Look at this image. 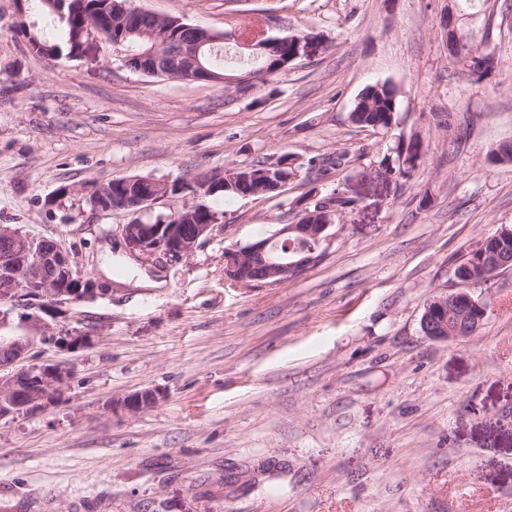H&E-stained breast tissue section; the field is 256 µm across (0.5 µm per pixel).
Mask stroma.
<instances>
[{
    "instance_id": "1",
    "label": "stroma",
    "mask_w": 512,
    "mask_h": 512,
    "mask_svg": "<svg viewBox=\"0 0 512 512\" xmlns=\"http://www.w3.org/2000/svg\"><path fill=\"white\" fill-rule=\"evenodd\" d=\"M233 34L312 33L323 47L263 85L147 75L127 46L83 57L33 53L28 29H60L34 0H0V224L60 243L103 287L49 319L84 334L35 342L27 365L71 371L61 403L0 419V512H512V268L461 285L463 256L512 226V0H488L496 66L471 83L449 58L441 18L459 0H130ZM398 90L397 124H352L360 91ZM460 112L449 156L441 113ZM419 136L410 178L367 180ZM348 153L281 191L204 202L219 222L178 263L130 254L122 211L91 209V184ZM340 192L322 260L302 278L232 286L224 249L298 221ZM155 288L136 287L141 276ZM466 289L486 307L470 337L440 342L420 319ZM153 388L162 398L115 406ZM160 398V393L155 389H144L126 396L120 406L129 411H140L154 406Z\"/></svg>"
}]
</instances>
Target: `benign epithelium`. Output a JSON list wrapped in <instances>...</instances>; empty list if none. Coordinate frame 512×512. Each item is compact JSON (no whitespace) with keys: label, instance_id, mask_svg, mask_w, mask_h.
Listing matches in <instances>:
<instances>
[{"label":"benign epithelium","instance_id":"7a95c632","mask_svg":"<svg viewBox=\"0 0 512 512\" xmlns=\"http://www.w3.org/2000/svg\"><path fill=\"white\" fill-rule=\"evenodd\" d=\"M205 39L176 51L159 52L155 49L147 55L128 56L125 64L149 75H164L183 81H208L218 84H236L254 87L279 72L267 65L247 70L228 77L209 71L203 64L202 50L205 44L220 41L223 35L207 28H200ZM258 178L241 168L233 167L222 176L196 175L177 183L160 181L149 177H135L129 182L137 184L133 194H117L112 182L92 187L86 196L90 207L98 212L125 210L134 216L126 224L119 225L120 234L129 252L149 260L163 258L179 262L189 257L218 223L214 216L205 223H196L198 216L194 205H185L168 216H159L153 222H145L141 216L149 212L157 200L177 195L183 186L193 185L205 194L216 186L226 189L235 187L242 179ZM333 215L326 212L321 224H284L269 237L259 239L244 247L233 245L224 248V275L241 283H258L271 277L278 281L298 279L321 259L316 249L302 250L291 256L276 252L273 241L286 239L292 234L311 235L327 245L333 237L329 233ZM481 259L490 265L488 276L492 277L504 268H512V257L502 258L487 251ZM99 285L84 275L72 263L69 254L55 241L36 238L19 228L0 224V299L8 303L0 311V327L11 323L17 310H22L19 319L25 327L43 333L41 340L51 341L65 349L81 346L84 337L67 332L61 336L44 335L45 322L42 315L57 314L87 298L97 296ZM459 303L474 305L480 318H485L486 308L464 290L435 300L433 313L436 316L435 333L440 341L458 340L466 331V325L457 321L448 323V309ZM33 337L19 336L6 341L0 348V418L14 417L41 409L60 400L65 393L71 371L59 364L24 366ZM160 398L155 389H144L126 396L120 406L129 411H140L154 406Z\"/></svg>","mask_w":512,"mask_h":512}]
</instances>
